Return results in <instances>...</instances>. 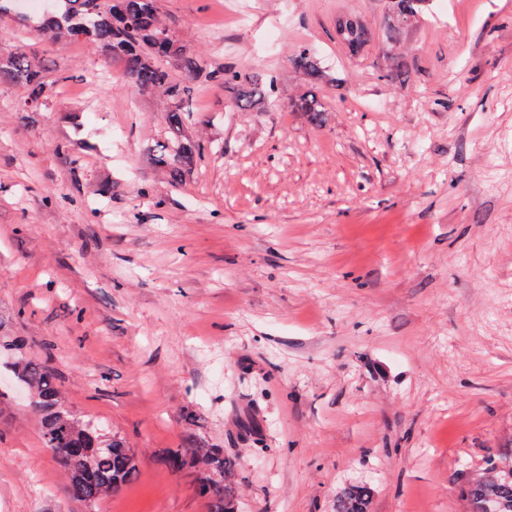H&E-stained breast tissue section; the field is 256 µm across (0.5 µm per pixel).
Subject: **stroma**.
I'll return each instance as SVG.
<instances>
[{
  "label": "stroma",
  "instance_id": "1",
  "mask_svg": "<svg viewBox=\"0 0 512 512\" xmlns=\"http://www.w3.org/2000/svg\"><path fill=\"white\" fill-rule=\"evenodd\" d=\"M158 6L277 101L197 79L180 185L152 162L158 97L0 17V48L69 76L37 112L0 87V338L141 460L118 496L71 500L1 372L0 512H206L158 461L190 431L240 461L242 512H335L356 483L374 512H466L458 483L512 444V0H431L397 29L394 0ZM312 90L319 126L295 107ZM339 35L351 56H359L366 45L364 29L355 21H345L339 25Z\"/></svg>",
  "mask_w": 512,
  "mask_h": 512
}]
</instances>
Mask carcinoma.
<instances>
[{"instance_id":"cac0c4a2","label":"carcinoma","mask_w":512,"mask_h":512,"mask_svg":"<svg viewBox=\"0 0 512 512\" xmlns=\"http://www.w3.org/2000/svg\"><path fill=\"white\" fill-rule=\"evenodd\" d=\"M429 0H396L397 23L422 13ZM29 26L52 41L88 40L108 57L120 62L126 78L141 92L159 91L168 100L163 122L167 140L152 151L154 163L174 182L192 169L201 145L185 135L189 123L193 86L204 78L224 85L244 104L261 99L258 79L235 70L212 73L206 64L175 39L162 24L158 0H54V6ZM348 53L358 56L367 39L355 21L339 25ZM292 61L313 83L323 70L307 51ZM20 85L29 90L21 109L37 111L45 105L53 85L47 83L37 64L15 51L0 49V85ZM309 122H323L326 109L314 93L296 102ZM14 377L29 393L31 409L38 415L44 440L60 449L57 463L68 475L66 493L87 507L119 495L140 476L138 459L127 440L103 433L99 421L75 414L61 396L51 372L29 359L12 363ZM161 463L174 473L189 472L208 512H240L236 499L240 463L224 457V450L185 436L181 447L167 452ZM376 490L370 484H351L336 496V512H373ZM468 512H512V449L489 453L483 465L462 486Z\"/></svg>"}]
</instances>
